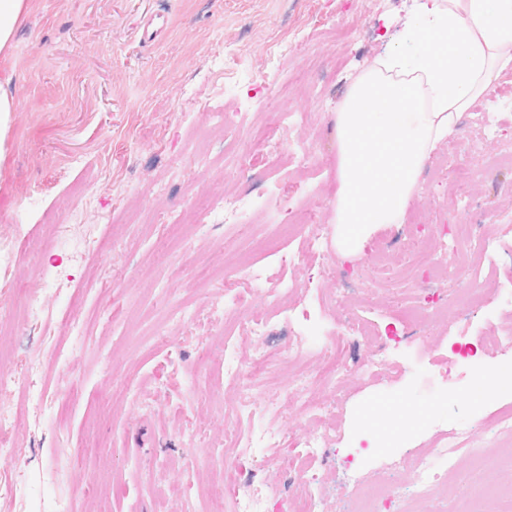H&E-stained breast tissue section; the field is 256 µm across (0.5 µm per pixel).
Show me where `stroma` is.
Masks as SVG:
<instances>
[{
    "label": "stroma",
    "mask_w": 512,
    "mask_h": 512,
    "mask_svg": "<svg viewBox=\"0 0 512 512\" xmlns=\"http://www.w3.org/2000/svg\"><path fill=\"white\" fill-rule=\"evenodd\" d=\"M412 0H29L8 50L0 51V83L15 103L0 157V306L15 322L0 328V361L15 370L9 398L17 411L21 455L0 456V512H52L62 497L72 512H163L165 499L185 494L186 512H210L209 489L236 456L224 428H247L238 391L224 382L223 352L232 345L251 356L237 334L182 332L173 317L209 307L224 285L257 263L271 279L293 284L296 299L316 301L342 289L346 301L379 335L398 327L401 283L378 262L392 250V228L375 230L358 264L366 287L323 277L320 262L301 253L303 233L283 226L267 250L252 249L237 225L210 212L215 196L242 188L244 152L258 131L225 127L229 107L297 115L294 128H276L279 148L303 143L316 165L307 174L312 196L293 215L319 211L333 224L339 187L336 112L363 66L358 42L376 51L384 19L404 21ZM164 17L155 40L146 22ZM488 140L487 176L466 186L493 226V246L477 284L448 273L449 296H463L462 326L433 320L419 346L377 382L347 371V401L335 410L336 445L358 453L355 471L337 458L293 456L291 475L277 467V450L253 449L256 468L289 492L294 477L315 473L324 512L355 498L362 486L396 476L400 458L435 448L450 429L470 432L468 446L507 449L482 420L512 404V391L474 400L476 378L512 360V228L499 217L512 208V167L495 161ZM439 145L427 160L410 202L409 224H454L448 173ZM82 238L87 263L62 244ZM37 299L52 329L27 321ZM255 305L271 315L272 361L257 378L258 395L308 376L314 403L330 385L314 355L292 358L282 313L265 295ZM80 315L79 329L69 323ZM497 335L474 356L456 357L453 343ZM460 367L448 371L450 361ZM196 380L198 393L187 389ZM58 398L41 414L36 395ZM473 465L460 456L438 498L411 503V512H462L475 486Z\"/></svg>",
    "instance_id": "35a3bbf8"
}]
</instances>
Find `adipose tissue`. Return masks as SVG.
<instances>
[{
	"label": "adipose tissue",
	"instance_id": "obj_1",
	"mask_svg": "<svg viewBox=\"0 0 512 512\" xmlns=\"http://www.w3.org/2000/svg\"><path fill=\"white\" fill-rule=\"evenodd\" d=\"M512 68V0H417L336 114L340 260L403 224L428 157Z\"/></svg>",
	"mask_w": 512,
	"mask_h": 512
}]
</instances>
